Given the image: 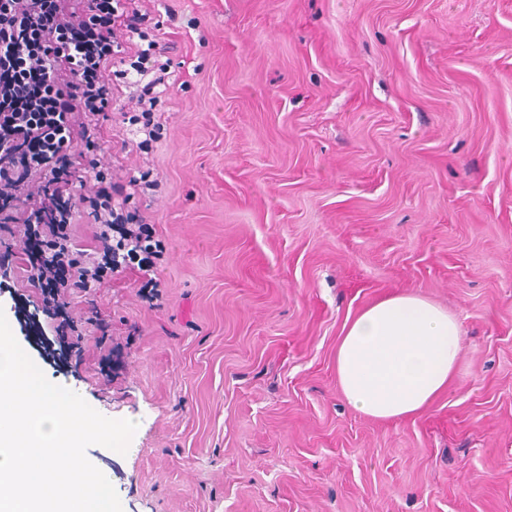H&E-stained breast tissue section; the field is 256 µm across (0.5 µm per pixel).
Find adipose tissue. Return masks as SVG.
I'll return each instance as SVG.
<instances>
[{
    "instance_id": "1",
    "label": "adipose tissue",
    "mask_w": 512,
    "mask_h": 512,
    "mask_svg": "<svg viewBox=\"0 0 512 512\" xmlns=\"http://www.w3.org/2000/svg\"><path fill=\"white\" fill-rule=\"evenodd\" d=\"M460 351L454 315L427 298L388 295L344 326L336 374L347 403L365 417L401 420L447 390Z\"/></svg>"
}]
</instances>
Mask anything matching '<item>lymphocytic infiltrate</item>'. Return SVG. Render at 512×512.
<instances>
[{"mask_svg": "<svg viewBox=\"0 0 512 512\" xmlns=\"http://www.w3.org/2000/svg\"><path fill=\"white\" fill-rule=\"evenodd\" d=\"M141 13L118 17L112 0H0V222H23L37 250L27 262L36 287L66 284L81 270L83 250L71 242L77 216L100 225L103 262L97 283L119 267L152 271L160 242L145 224L127 226L113 202L128 183L77 196L74 170L96 149L112 90L98 73L115 43H132Z\"/></svg>", "mask_w": 512, "mask_h": 512, "instance_id": "lymphocytic-infiltrate-1", "label": "lymphocytic infiltrate"}]
</instances>
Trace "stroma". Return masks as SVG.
<instances>
[{"instance_id":"obj_1","label":"stroma","mask_w":512,"mask_h":512,"mask_svg":"<svg viewBox=\"0 0 512 512\" xmlns=\"http://www.w3.org/2000/svg\"><path fill=\"white\" fill-rule=\"evenodd\" d=\"M170 79L139 87L86 185L164 246L57 336L21 259L0 311L45 375L138 428L89 446L123 512H512V0H149ZM413 291L461 326L447 390L399 421L343 398L348 318Z\"/></svg>"}]
</instances>
